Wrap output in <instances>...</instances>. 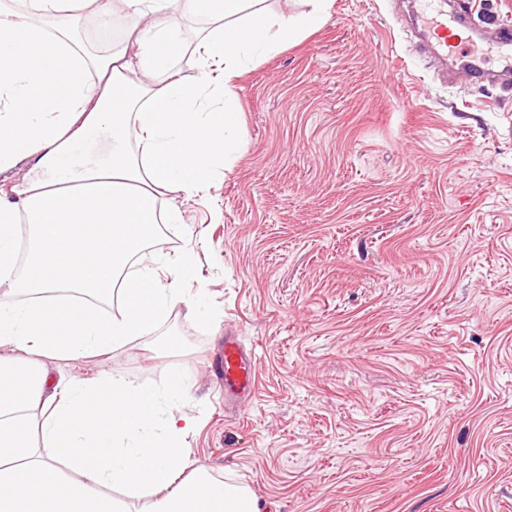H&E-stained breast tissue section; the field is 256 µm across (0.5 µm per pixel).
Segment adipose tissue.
I'll use <instances>...</instances> for the list:
<instances>
[{
    "instance_id": "adipose-tissue-1",
    "label": "adipose tissue",
    "mask_w": 512,
    "mask_h": 512,
    "mask_svg": "<svg viewBox=\"0 0 512 512\" xmlns=\"http://www.w3.org/2000/svg\"><path fill=\"white\" fill-rule=\"evenodd\" d=\"M87 2L0 0V512H258L248 487L193 465L176 411L189 375L158 389L105 371L56 379L48 364L111 353L199 305L190 256L133 263L155 202L205 191L230 164L232 83L317 29L329 0L291 15L266 0H107L99 28L130 39L102 55L74 31ZM185 16L208 23L190 47ZM184 55L194 80L173 65ZM97 140L105 157L85 151Z\"/></svg>"
}]
</instances>
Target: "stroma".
Instances as JSON below:
<instances>
[{
	"mask_svg": "<svg viewBox=\"0 0 512 512\" xmlns=\"http://www.w3.org/2000/svg\"><path fill=\"white\" fill-rule=\"evenodd\" d=\"M232 92L241 149L140 255L191 253L207 315L51 373L187 372L191 459L259 512H512V87L438 79L395 0H330ZM228 336L258 379L229 410Z\"/></svg>",
	"mask_w": 512,
	"mask_h": 512,
	"instance_id": "1",
	"label": "stroma"
}]
</instances>
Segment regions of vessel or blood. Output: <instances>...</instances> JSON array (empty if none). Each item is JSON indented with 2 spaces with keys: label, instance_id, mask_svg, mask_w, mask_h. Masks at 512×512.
Masks as SVG:
<instances>
[{
  "label": "vessel or blood",
  "instance_id": "vessel-or-blood-1",
  "mask_svg": "<svg viewBox=\"0 0 512 512\" xmlns=\"http://www.w3.org/2000/svg\"><path fill=\"white\" fill-rule=\"evenodd\" d=\"M414 6V25L435 57L442 60L454 58L461 70L477 81L495 73L512 72V24L498 25L490 40L472 39L462 46L456 44L454 38L464 27L467 6H460L453 14L443 8L442 0H415ZM219 365L225 397L256 390L255 373L235 337L225 338Z\"/></svg>",
  "mask_w": 512,
  "mask_h": 512
}]
</instances>
